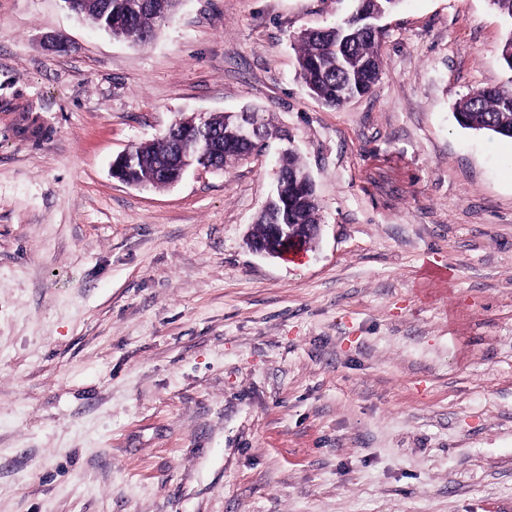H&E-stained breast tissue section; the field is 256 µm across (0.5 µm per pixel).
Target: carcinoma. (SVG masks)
<instances>
[{
  "label": "carcinoma",
  "instance_id": "1",
  "mask_svg": "<svg viewBox=\"0 0 512 512\" xmlns=\"http://www.w3.org/2000/svg\"><path fill=\"white\" fill-rule=\"evenodd\" d=\"M83 20L130 42L145 44L179 8L182 0H75ZM354 8L335 24L306 29L296 38L299 76L324 105L339 108L349 97L368 94L380 75V45L383 33L363 32L364 16L396 10L402 0H353ZM507 21L500 58L508 72L497 85L477 89L453 105L457 124L464 129L512 138V0H491ZM235 118L223 113L210 116L214 138H232ZM182 120L172 123L162 137L129 151L122 165V178L134 184L162 188L176 176V158ZM278 177L288 184V198L273 190L258 216L252 238H267L271 224H305L312 230L320 220V205L314 184L293 151L280 161Z\"/></svg>",
  "mask_w": 512,
  "mask_h": 512
}]
</instances>
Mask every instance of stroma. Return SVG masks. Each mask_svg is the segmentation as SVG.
Listing matches in <instances>:
<instances>
[{"label":"stroma","mask_w":512,"mask_h":512,"mask_svg":"<svg viewBox=\"0 0 512 512\" xmlns=\"http://www.w3.org/2000/svg\"><path fill=\"white\" fill-rule=\"evenodd\" d=\"M352 6L183 0L136 45L0 0V512H512V139L452 110L504 80L505 24L403 0L334 109L294 38ZM245 106L279 132L260 156L113 176ZM289 149L319 236L261 256ZM191 126L184 128L182 120H176L156 142L139 145L129 151V157L122 165V178L134 184L151 185L163 188L171 184L176 176L173 160L176 158L179 135L182 131L181 151L178 157L180 177L189 168L216 172V167H203L212 165L216 153L203 151L197 153L199 147L208 148L211 134L206 125L204 113H194Z\"/></svg>","instance_id":"35a3bbf8"}]
</instances>
